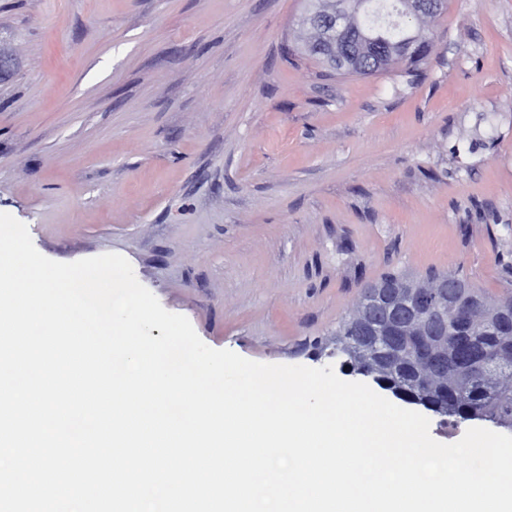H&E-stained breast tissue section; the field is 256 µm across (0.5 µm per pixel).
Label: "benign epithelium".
<instances>
[{
  "label": "benign epithelium",
  "mask_w": 512,
  "mask_h": 512,
  "mask_svg": "<svg viewBox=\"0 0 512 512\" xmlns=\"http://www.w3.org/2000/svg\"><path fill=\"white\" fill-rule=\"evenodd\" d=\"M406 16L435 17L448 9V0H403ZM365 0H336L332 13L312 16L306 24L322 36L333 32L344 15L358 19L351 39L336 41L332 59L349 69L374 73L394 57L405 58L416 49L414 36L391 40L379 28L364 23ZM456 284L439 279L425 286L399 288L384 286L369 295L368 312L357 323L352 335L369 356H378L393 348L409 346L426 364L430 377L448 374V315L458 311Z\"/></svg>",
  "instance_id": "7a95c632"
}]
</instances>
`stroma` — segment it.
<instances>
[{
  "instance_id": "obj_1",
  "label": "stroma",
  "mask_w": 512,
  "mask_h": 512,
  "mask_svg": "<svg viewBox=\"0 0 512 512\" xmlns=\"http://www.w3.org/2000/svg\"><path fill=\"white\" fill-rule=\"evenodd\" d=\"M304 0H0V212L114 253L199 338L325 346L392 270L512 290V0H448L419 75L340 76Z\"/></svg>"
}]
</instances>
